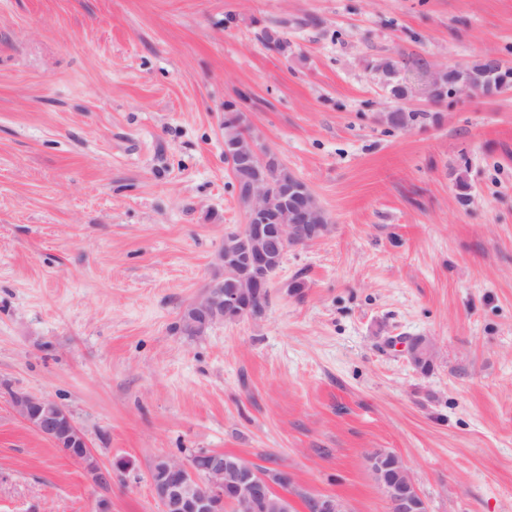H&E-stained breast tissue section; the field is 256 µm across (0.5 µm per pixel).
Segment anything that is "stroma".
I'll return each mask as SVG.
<instances>
[{
	"label": "stroma",
	"mask_w": 512,
	"mask_h": 512,
	"mask_svg": "<svg viewBox=\"0 0 512 512\" xmlns=\"http://www.w3.org/2000/svg\"><path fill=\"white\" fill-rule=\"evenodd\" d=\"M485 56L512 63V0H0V512H160L153 459L193 450L286 467L296 512H387L374 448L428 512H512V91L421 97ZM230 107L333 231L287 251L263 321L187 336L246 222ZM402 336L432 340L430 372ZM16 388L126 471L95 486ZM374 68L382 69V73L386 79V88L389 94L397 101L403 100L408 94L407 86L399 81L397 73L401 69L398 61L385 59L377 64Z\"/></svg>",
	"instance_id": "1"
}]
</instances>
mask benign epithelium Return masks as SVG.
<instances>
[{"label":"benign epithelium","mask_w":512,"mask_h":512,"mask_svg":"<svg viewBox=\"0 0 512 512\" xmlns=\"http://www.w3.org/2000/svg\"><path fill=\"white\" fill-rule=\"evenodd\" d=\"M233 172L249 177L236 182L249 201L247 224L224 236V249L217 260L224 264L227 281L217 280L186 308L183 323L194 332H204L224 321V312L238 319L260 322L267 316L266 298L281 262L292 247L304 246L327 236L333 225L311 190L290 183L280 187L281 203L297 212L299 223L279 224L266 202L272 183L274 156L263 151L246 135L238 144L224 149ZM431 340L417 337L405 344V354L413 363L432 360ZM10 402L15 413L57 448L71 450L72 458L83 464L95 484L112 485V467L100 464L77 426L71 412L60 402L24 390H14ZM154 466L163 479H150L154 498L162 512H292V501L275 492V473H262L237 456L221 451L201 450L186 457L162 455ZM375 482L388 512H427L416 490L413 476L402 467L399 479L376 475ZM313 512H343V505L327 495H311Z\"/></svg>","instance_id":"7a95c632"}]
</instances>
